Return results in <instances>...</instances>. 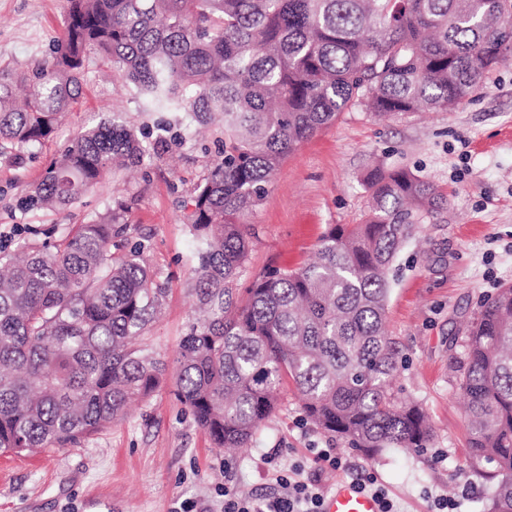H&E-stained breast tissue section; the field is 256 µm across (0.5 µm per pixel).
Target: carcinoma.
Segmentation results:
<instances>
[{"mask_svg": "<svg viewBox=\"0 0 512 512\" xmlns=\"http://www.w3.org/2000/svg\"><path fill=\"white\" fill-rule=\"evenodd\" d=\"M54 55L0 65V150L54 134L83 91L93 53L121 66L146 107L224 125L197 189L190 295L175 395L218 447L247 448L292 383L307 419L366 456L418 451L433 429L393 382L403 368L385 327L389 272L417 226L448 203L431 181L375 167L361 224H331L314 261L263 272L236 293L255 232L243 217L284 159L361 104L378 116L441 112L512 59V0H67ZM149 148L114 119L80 135L26 199L62 209ZM117 202L52 243L0 255V450L81 444L166 381L147 344L165 289L145 246L126 247ZM455 386L471 459L512 512V284L480 301Z\"/></svg>", "mask_w": 512, "mask_h": 512, "instance_id": "1", "label": "carcinoma"}]
</instances>
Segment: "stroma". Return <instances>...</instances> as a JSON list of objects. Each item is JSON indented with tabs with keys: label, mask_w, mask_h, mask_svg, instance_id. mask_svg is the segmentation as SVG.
<instances>
[{
	"label": "stroma",
	"mask_w": 512,
	"mask_h": 512,
	"mask_svg": "<svg viewBox=\"0 0 512 512\" xmlns=\"http://www.w3.org/2000/svg\"><path fill=\"white\" fill-rule=\"evenodd\" d=\"M66 8V0H0V65L50 56ZM110 117L144 140L165 115L144 111L124 72L93 57L81 98L53 136L33 151L0 156V250L14 251L23 239L55 240L67 225L124 201L128 240L146 244L145 258L166 290L150 342L171 359L192 315L187 217L224 137L221 127L190 126L150 166L112 170L69 208L31 211L22 204L66 146ZM378 165L407 168L448 195L447 206L400 251L385 317L405 360L396 385L434 429L426 451L393 448L367 458L307 421L290 386L250 447L217 448L165 388L79 446L0 451V512H180L186 502L198 512H224L225 485L272 496L281 489L278 465H299L301 478H309L319 448L336 449L348 464L324 475L325 489L366 469L399 512H429L436 492L458 497V512H484L490 485L469 458L465 407L453 383L460 352L449 339L461 335L481 298L512 282V60L448 111L380 118L357 105L299 144L244 218L257 239L240 286L269 269L309 262L329 225L362 223L370 206L364 177ZM272 453L274 467L264 462ZM466 484L472 491L465 496Z\"/></svg>",
	"instance_id": "stroma-1"
}]
</instances>
